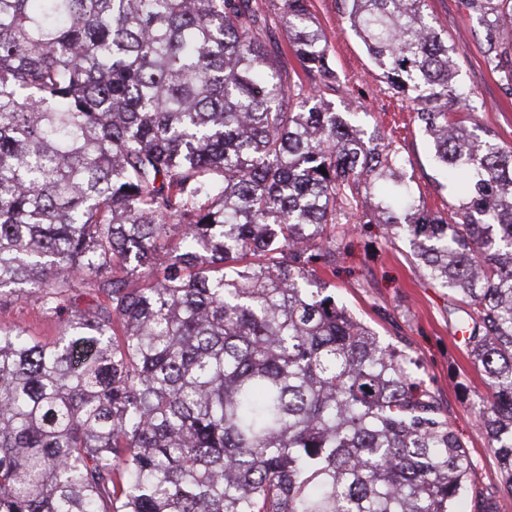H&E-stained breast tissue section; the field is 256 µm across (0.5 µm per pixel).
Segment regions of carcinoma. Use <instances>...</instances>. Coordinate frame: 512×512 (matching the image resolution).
<instances>
[{"label":"carcinoma","mask_w":512,"mask_h":512,"mask_svg":"<svg viewBox=\"0 0 512 512\" xmlns=\"http://www.w3.org/2000/svg\"><path fill=\"white\" fill-rule=\"evenodd\" d=\"M465 5L512 94V0ZM337 6L459 183L450 216L322 100L307 0L283 3L304 80L250 0H0V300L67 313L50 342L0 328V512H494L419 363L318 275L372 191L449 292L512 494V150L458 116L425 0Z\"/></svg>","instance_id":"carcinoma-1"}]
</instances>
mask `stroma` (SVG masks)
Instances as JSON below:
<instances>
[{
	"instance_id": "35a3bbf8",
	"label": "stroma",
	"mask_w": 512,
	"mask_h": 512,
	"mask_svg": "<svg viewBox=\"0 0 512 512\" xmlns=\"http://www.w3.org/2000/svg\"><path fill=\"white\" fill-rule=\"evenodd\" d=\"M274 0H253L268 18L258 38L286 72L301 65L288 47L280 10ZM309 9L328 37L342 89L325 99L339 113L349 114L365 138L384 137L405 160V172L422 204L450 214L460 197L446 173L433 160L412 104L394 93L363 42L351 31L336 0H308ZM425 9L443 41L456 49L457 79L475 90L480 105L467 122L494 131L502 146L512 149V94L490 71L484 55L483 31L463 0H426ZM335 269L322 270L337 300L371 327L380 341L408 346L419 362V380L433 390L459 431L477 468L479 485L493 493L497 512H512V494L501 490L490 441L477 422L474 401L486 394L484 375L469 361L448 325V292L424 280L411 258L407 239L385 242L377 225L357 227L340 243ZM22 324L42 340L57 336L62 320L44 315L34 300L0 302V326Z\"/></svg>"
}]
</instances>
